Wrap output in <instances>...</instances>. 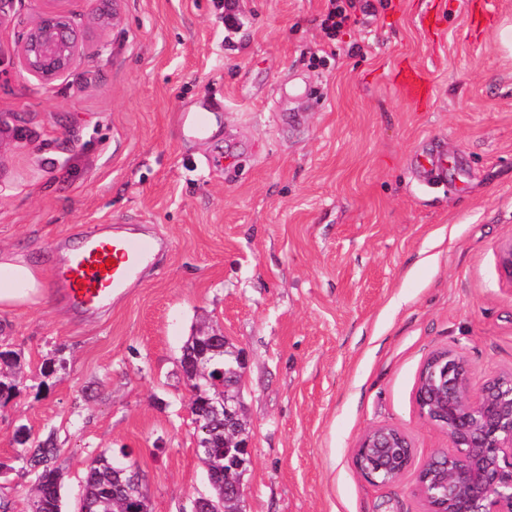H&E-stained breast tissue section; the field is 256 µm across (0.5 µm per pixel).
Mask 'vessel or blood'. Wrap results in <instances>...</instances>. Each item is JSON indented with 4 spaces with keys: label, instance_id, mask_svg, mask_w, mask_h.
<instances>
[{
    "label": "vessel or blood",
    "instance_id": "1",
    "mask_svg": "<svg viewBox=\"0 0 512 512\" xmlns=\"http://www.w3.org/2000/svg\"><path fill=\"white\" fill-rule=\"evenodd\" d=\"M213 118V112L208 110L184 112L179 123L184 135L203 137ZM167 247L164 238L129 234L121 227H113L68 258L56 286L71 307L84 312L99 309L112 295L134 287L142 270Z\"/></svg>",
    "mask_w": 512,
    "mask_h": 512
}]
</instances>
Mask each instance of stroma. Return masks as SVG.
I'll return each instance as SVG.
<instances>
[{
	"label": "stroma",
	"mask_w": 512,
	"mask_h": 512,
	"mask_svg": "<svg viewBox=\"0 0 512 512\" xmlns=\"http://www.w3.org/2000/svg\"><path fill=\"white\" fill-rule=\"evenodd\" d=\"M329 42L328 0H122L99 28L86 0L80 63L47 86L18 45L41 0L0 20V251L41 272V302L0 310V350L19 380L0 400V512H29L33 473L14 433H54L65 512L90 459L127 452L150 512H190L210 486L181 349L224 332L246 372L244 512H425L416 468L447 451L415 389L448 348L474 384L512 371V57L495 26L512 0H370ZM414 64L429 93L407 97ZM224 103L211 133L177 122ZM444 156L428 178L418 164ZM122 224L166 252L140 286L94 312L56 292L64 253ZM398 427L414 470L375 486L355 451Z\"/></svg>",
	"instance_id": "stroma-1"
}]
</instances>
